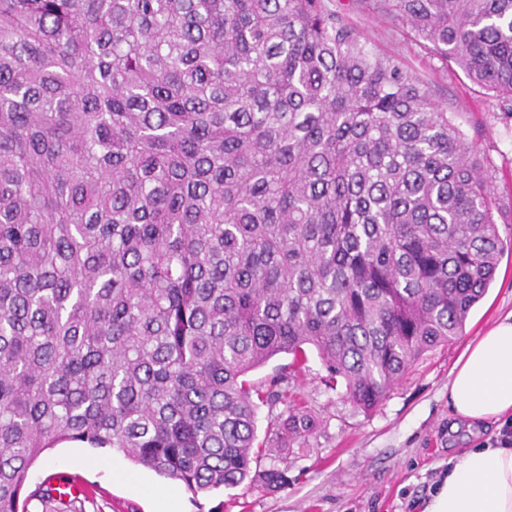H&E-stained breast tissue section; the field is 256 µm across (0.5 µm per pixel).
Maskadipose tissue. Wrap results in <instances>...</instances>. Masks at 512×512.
<instances>
[{
  "label": "adipose tissue",
  "instance_id": "obj_1",
  "mask_svg": "<svg viewBox=\"0 0 512 512\" xmlns=\"http://www.w3.org/2000/svg\"><path fill=\"white\" fill-rule=\"evenodd\" d=\"M455 418L484 424L512 415V315L459 356L448 383ZM426 512H512V448H475L449 468Z\"/></svg>",
  "mask_w": 512,
  "mask_h": 512
}]
</instances>
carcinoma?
Returning a JSON list of instances; mask_svg holds the SVG:
<instances>
[{
  "label": "carcinoma",
  "instance_id": "obj_1",
  "mask_svg": "<svg viewBox=\"0 0 512 512\" xmlns=\"http://www.w3.org/2000/svg\"><path fill=\"white\" fill-rule=\"evenodd\" d=\"M512 111V0H354ZM476 141L327 0H0V512L54 443L196 496L316 351L375 409L502 252ZM289 371L249 372L278 354ZM292 357L290 355L281 354L270 360L265 366L256 369L248 375V379L267 386L270 379L280 372L288 371V365L291 364Z\"/></svg>",
  "mask_w": 512,
  "mask_h": 512
}]
</instances>
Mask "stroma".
Masks as SVG:
<instances>
[{
    "label": "stroma",
    "mask_w": 512,
    "mask_h": 512,
    "mask_svg": "<svg viewBox=\"0 0 512 512\" xmlns=\"http://www.w3.org/2000/svg\"><path fill=\"white\" fill-rule=\"evenodd\" d=\"M331 7L367 50L393 58L422 81L431 99L478 141L490 163L504 247L495 280L472 309L462 335L427 352L373 411L326 389L321 361L308 351L296 399L317 412L319 425L304 447L282 452L286 486L267 491L245 482L194 497L179 482L122 454L106 456L83 445L53 448L47 460L36 464L32 481L53 476L78 485L85 512H159L168 495L178 498L185 512H409L413 506L423 512L433 472L447 469L449 460L469 449L495 446L501 436L493 422L454 427L448 381L466 342L512 313V116L501 111L495 97L415 41L401 20L356 7L352 0H332Z\"/></svg>",
    "instance_id": "1"
}]
</instances>
